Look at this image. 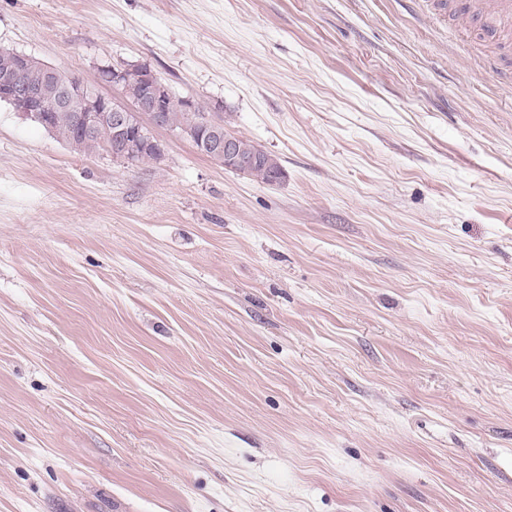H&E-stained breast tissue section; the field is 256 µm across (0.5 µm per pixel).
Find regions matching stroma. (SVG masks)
<instances>
[{"mask_svg":"<svg viewBox=\"0 0 512 512\" xmlns=\"http://www.w3.org/2000/svg\"><path fill=\"white\" fill-rule=\"evenodd\" d=\"M275 155L0 102V512H512V89L438 0H0Z\"/></svg>","mask_w":512,"mask_h":512,"instance_id":"35a3bbf8","label":"stroma"}]
</instances>
